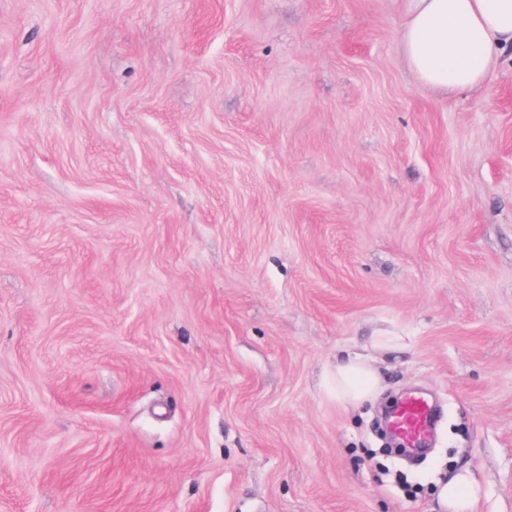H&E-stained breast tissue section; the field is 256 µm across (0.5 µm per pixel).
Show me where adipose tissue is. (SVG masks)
<instances>
[{
    "mask_svg": "<svg viewBox=\"0 0 512 512\" xmlns=\"http://www.w3.org/2000/svg\"><path fill=\"white\" fill-rule=\"evenodd\" d=\"M402 45L418 79L441 92H463L485 82L500 55L512 51V0H412ZM337 402L358 407L376 395L379 375L366 358L338 360L332 373ZM480 485L468 471L442 484L448 512H470Z\"/></svg>",
    "mask_w": 512,
    "mask_h": 512,
    "instance_id": "ef3b65f1",
    "label": "adipose tissue"
}]
</instances>
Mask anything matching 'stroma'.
Here are the masks:
<instances>
[{
  "mask_svg": "<svg viewBox=\"0 0 512 512\" xmlns=\"http://www.w3.org/2000/svg\"><path fill=\"white\" fill-rule=\"evenodd\" d=\"M409 8L0 0V512H512V60L434 91ZM331 376L336 401L351 407L370 401L378 391L379 375L361 355H348L338 360ZM394 428L411 451L423 448L433 427V413L426 401L410 398L393 418ZM479 493V483L467 470H463L440 486L438 498L448 512H470Z\"/></svg>",
  "mask_w": 512,
  "mask_h": 512,
  "instance_id": "1",
  "label": "stroma"
}]
</instances>
